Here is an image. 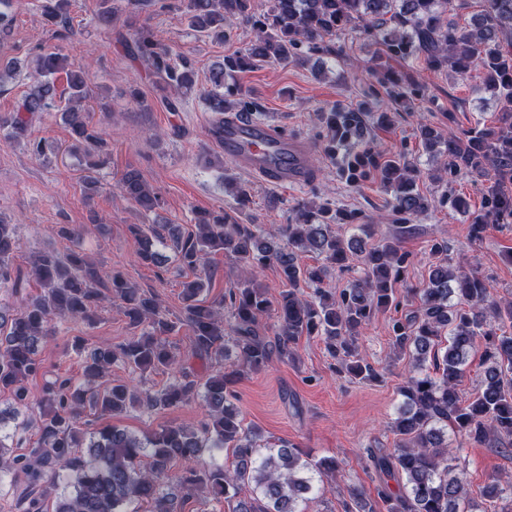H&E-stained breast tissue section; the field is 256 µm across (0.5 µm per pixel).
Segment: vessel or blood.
<instances>
[{"label": "vessel or blood", "instance_id": "obj_1", "mask_svg": "<svg viewBox=\"0 0 512 512\" xmlns=\"http://www.w3.org/2000/svg\"><path fill=\"white\" fill-rule=\"evenodd\" d=\"M209 130L226 160L271 184H302L315 174L308 143L270 124L228 115L223 122H212Z\"/></svg>", "mask_w": 512, "mask_h": 512}]
</instances>
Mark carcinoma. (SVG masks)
Returning a JSON list of instances; mask_svg holds the SVG:
<instances>
[{
	"label": "carcinoma",
	"mask_w": 512,
	"mask_h": 512,
	"mask_svg": "<svg viewBox=\"0 0 512 512\" xmlns=\"http://www.w3.org/2000/svg\"><path fill=\"white\" fill-rule=\"evenodd\" d=\"M18 2L0 0V37L10 32ZM270 2L266 12L256 14L251 0H187L190 25L200 33L223 39L224 26L234 19L258 31L257 42L246 52L225 56L212 70V111L222 115L252 108L242 89L225 84L226 79L263 62L302 64L310 53L334 59L336 37L356 30L379 43L387 57L421 62L436 75L464 76L477 68L483 80L475 93L495 102V123L477 126L458 139H445L423 124L419 137L427 148L436 147L448 157L443 167L449 173L490 182L482 210L470 223L473 239H482L495 224H512V0H484L483 13L465 25L448 18L453 0ZM69 6L70 0H44L42 5L44 21L57 27L60 36L73 33ZM128 47L152 70L161 101L169 111H177L181 96L196 87L192 62L186 57L174 60L148 25L134 31ZM61 77L67 91L63 120L76 137L75 149L98 154L102 140L89 113L82 111L88 96L85 73L61 53L37 55L30 90L18 109L0 120V129L13 138L28 128L36 113L53 109L56 80ZM380 83L400 105L408 103L418 88L411 70H389ZM321 119L334 152L336 141L349 136L354 121L334 111ZM358 172L360 178L377 179L391 192L389 207L400 221L369 248L358 237L332 232V225L356 224L358 216L329 202L297 205L292 222L267 235L258 225L243 224L227 212L198 213L194 229L187 233L178 224L166 225L181 264L196 271L182 290L179 319L191 331V356H219L227 362L201 385L189 379L190 372L164 339L176 322L162 310L158 296L77 250L48 249L36 256L32 272L39 292L27 294L12 314L0 310V392L11 396L9 407L0 408V482L19 473L25 477L31 492L23 512H42L38 488L47 479L53 486L59 478L66 482L53 512H126L125 506L133 501L148 503L151 512H181V496L204 493L221 500L246 486L251 494L237 501L234 512H300L299 503L336 478L340 464L334 457L305 458L288 440L257 444V431H243L233 400L241 372L293 358L302 336L320 338L337 359L339 371L364 380L377 377L373 366L358 356L359 339L376 312L399 305L396 287L410 263L409 253L401 247L402 238L413 230L407 221L428 211L432 203L417 189L420 170L404 155L385 160L369 147L359 158ZM118 190L145 212L163 205L161 195L135 168L124 171ZM129 230L139 244V261L161 265L162 255L153 249V240L159 238L155 226L132 224ZM18 248L17 225L0 216V288H17L12 261ZM299 251L317 254L323 264L299 265ZM218 252L235 260L244 278L206 305L198 296L210 278L209 256ZM430 253L428 277L415 290L416 309L390 324L395 355L407 354L413 360L400 390L401 408L391 425L394 447L367 449L380 479L376 496L385 512H471L464 470L453 464L455 440L512 454V333L503 332L512 328V301L495 300L475 270L453 263L448 241H435ZM353 256L360 258L363 276L337 295L322 288L328 271L348 266ZM269 264L276 265L285 285L274 302L256 281ZM305 286L314 288L315 299L304 298ZM112 298L121 302L129 322L141 328L140 335L117 347L99 342L84 359L81 380L65 379L46 388L41 402L50 411L36 425L38 446L25 458L4 457L7 441L29 426L19 420L20 408L29 403L26 381L38 371V354L51 323L77 317L93 325L98 308ZM273 306L277 323L271 342L260 334L259 323ZM478 350L481 387L473 399L464 400L459 385L469 358ZM116 361L142 373L166 369L178 374L162 390L145 395V408L161 412L199 399L206 413L201 427L167 425L141 436L116 425L88 430V424L79 420L85 407L114 418L140 401L124 383H99ZM207 446L232 449L231 465L201 461ZM174 460L182 463L177 473L169 469ZM391 480L403 482L402 488L392 490ZM507 491L512 493V485L505 487L495 478L481 495L500 500ZM343 512L376 510L370 494L355 487Z\"/></svg>",
	"instance_id": "1"
}]
</instances>
